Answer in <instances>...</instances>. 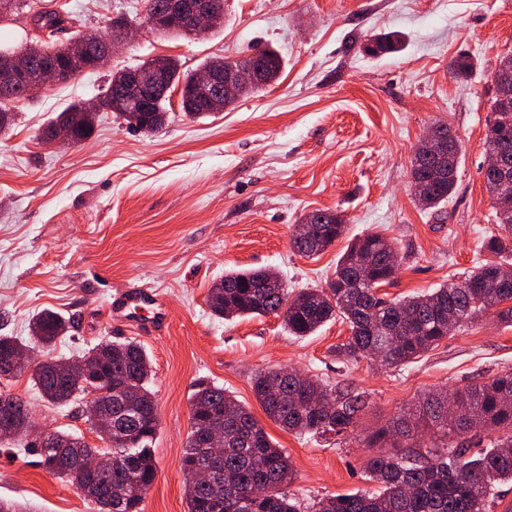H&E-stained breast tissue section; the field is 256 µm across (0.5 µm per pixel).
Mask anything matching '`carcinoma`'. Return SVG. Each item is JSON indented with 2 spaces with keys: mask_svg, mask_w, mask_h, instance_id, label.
Segmentation results:
<instances>
[{
  "mask_svg": "<svg viewBox=\"0 0 512 512\" xmlns=\"http://www.w3.org/2000/svg\"><path fill=\"white\" fill-rule=\"evenodd\" d=\"M27 12L36 19L37 29L49 34L64 29L65 18L45 7L42 0H0V14ZM97 34L71 35L65 43L36 40L40 54L30 57L36 65L60 63L72 45L84 46L88 59H95ZM371 42L387 53L401 42L395 33L378 34ZM255 62L263 69V86L276 82L284 61L273 49L256 51ZM163 62L168 87L180 86L190 93L195 74L184 73L177 59L149 58L138 64L150 70ZM121 73L112 74L103 92L104 110L114 112L129 126L146 135L159 133L150 116L166 115L169 95L155 98L149 112L128 107L119 95ZM40 87L20 81L12 94L0 97V114H10L11 103L34 96ZM492 121L487 137L512 139V105L492 98ZM96 115L75 102L59 113L47 128L51 136L57 127L71 129L79 140L94 131ZM447 172L433 177L430 159L414 153L412 188L424 209H438L453 196L457 186V157L448 160ZM496 223L501 233L485 243L492 253L512 252V183L488 182ZM304 231L290 238V247L307 257L325 251L345 232L341 215L315 210L301 221ZM397 255L393 243L379 234H367L347 246L336 265L334 277L321 289L307 288L290 295L287 288H267L276 273L268 268L229 270L215 282L210 293L216 302L211 313L232 320L251 316L276 315L288 333L305 337L336 318L349 327L347 341L337 347L340 356L354 360L378 353L381 363L397 368L437 346L455 329L482 312L494 311L499 320L512 324V277L504 280L502 268L508 261L487 263L462 274L424 295L392 302L378 293L390 282L395 271L386 265L388 255ZM69 328V320L46 311L35 315L31 336L20 340L0 336V362L18 346L45 350L53 347ZM30 372V379L41 396L52 404L71 402L85 405L95 433L112 452V468L79 486L85 497L99 506V512H140L145 492L153 485L156 464L150 448L158 425L142 416L156 401L149 388L151 360L134 341L101 340L78 359H48L31 371L16 366V375ZM112 377V397L98 400L99 408L112 416L93 418L88 388L95 386L96 374ZM253 392L267 417L283 429L325 437L341 436L358 426L367 406L364 393L331 386L318 379L282 378L278 369L257 372ZM465 411L455 422L448 419L449 402ZM189 432L181 468L185 477L188 512H303L302 504L288 491L295 472L284 449L277 447L264 426L224 387L199 382L190 402ZM31 420L23 400L0 392V443H13ZM223 430V454L210 458L199 447L197 434L204 428ZM437 435L433 443L420 441V433ZM417 452L398 456L383 450L386 444L398 447L399 440ZM484 446L474 454L472 446ZM367 447L375 449L364 462L366 476L376 484L372 490L335 494L312 504L308 512H487L497 486L512 482V372L496 375L482 384H471L453 394L429 392L416 406L403 412L392 424L367 437ZM24 448L40 457L48 472L74 481L72 467L79 455H93L97 449L80 436L55 430L50 445L34 443ZM214 470L209 483L193 479L201 468Z\"/></svg>",
  "mask_w": 512,
  "mask_h": 512,
  "instance_id": "carcinoma-1",
  "label": "carcinoma"
}]
</instances>
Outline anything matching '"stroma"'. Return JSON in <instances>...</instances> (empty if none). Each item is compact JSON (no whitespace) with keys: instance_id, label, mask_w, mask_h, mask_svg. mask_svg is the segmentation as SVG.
<instances>
[{"instance_id":"35a3bbf8","label":"stroma","mask_w":512,"mask_h":512,"mask_svg":"<svg viewBox=\"0 0 512 512\" xmlns=\"http://www.w3.org/2000/svg\"><path fill=\"white\" fill-rule=\"evenodd\" d=\"M68 30L103 33L113 18L143 14L142 0H46ZM398 32L399 51L374 56L371 35ZM270 46L285 67L272 86L224 111L190 119L172 94L168 124L148 136L112 112L75 146L46 141L48 121L72 102L99 97L110 74L171 56L192 70L212 57L238 59ZM512 53V0H224V25L194 39L141 29L108 68L50 84L14 102L0 136V336L27 338L49 309L71 326L54 351L77 357L102 339L133 340L152 361L159 412L152 447L156 479L141 512H187L180 459L195 383L222 386L284 448L292 493L308 505L368 488L366 439L428 392L512 371V326L482 313L437 347L388 369L336 357L349 328L328 322L303 338L279 317L224 320L207 298L225 271L274 269L288 290L324 287L355 238L377 233L403 258L387 298L430 293L473 266L498 261L482 243L498 235L481 170L488 154L492 74ZM470 59L467 77L448 66ZM447 124L459 140L457 190L438 211L411 187V159L425 132ZM342 215L346 232L325 252H293L295 224L311 211ZM135 288L158 290L168 312L162 335L110 324L107 306ZM288 367L366 393L356 430L329 439L289 433L269 421L254 374ZM7 387L27 402L33 429L102 442L81 405L43 400L28 375ZM0 500L27 512H97L37 455L0 445Z\"/></svg>"}]
</instances>
